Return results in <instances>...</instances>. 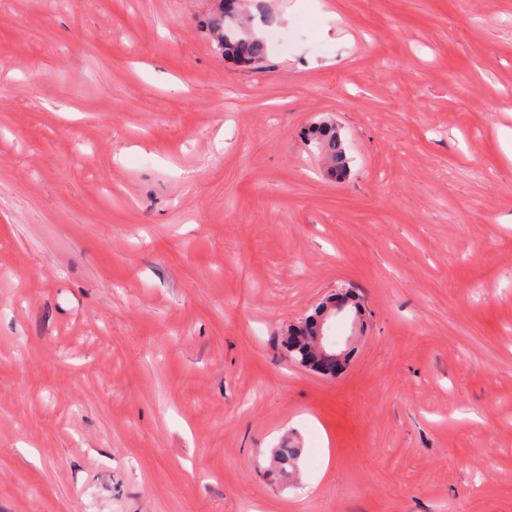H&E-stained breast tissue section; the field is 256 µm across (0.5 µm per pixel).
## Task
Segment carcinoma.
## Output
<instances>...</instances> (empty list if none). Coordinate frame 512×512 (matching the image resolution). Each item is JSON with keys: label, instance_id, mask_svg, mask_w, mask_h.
I'll use <instances>...</instances> for the list:
<instances>
[{"label": "carcinoma", "instance_id": "cac0c4a2", "mask_svg": "<svg viewBox=\"0 0 512 512\" xmlns=\"http://www.w3.org/2000/svg\"><path fill=\"white\" fill-rule=\"evenodd\" d=\"M215 7L204 22L215 49L224 58L236 63L259 67L267 56L264 40L252 34L241 13L239 0H214ZM307 141L313 143L329 165L327 174L335 180H343L349 173V160L338 124L328 119L312 124L307 131ZM288 358L295 364L310 356L306 343L295 338L288 329L284 340ZM302 449L290 448L288 443L273 450L275 465L284 473L298 471Z\"/></svg>", "mask_w": 512, "mask_h": 512}]
</instances>
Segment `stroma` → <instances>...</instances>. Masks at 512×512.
I'll use <instances>...</instances> for the list:
<instances>
[{"label": "stroma", "mask_w": 512, "mask_h": 512, "mask_svg": "<svg viewBox=\"0 0 512 512\" xmlns=\"http://www.w3.org/2000/svg\"><path fill=\"white\" fill-rule=\"evenodd\" d=\"M211 6L0 0V512H512V0ZM215 7L204 26L215 49L236 63L259 67L267 56L264 40L252 34L241 13L238 0H214ZM306 136L328 163L327 174L338 181L345 179L349 173V160L338 124L329 119L321 120L308 128ZM349 303V298L325 301L319 327L312 333L313 336H310L313 345L314 363L308 366L315 367V370L328 381L338 378L340 372L337 369L343 364L346 353L344 350L338 349L339 344H332L328 337L324 336L322 325L332 311L341 310L347 307ZM327 364H333V366L327 367ZM301 448H288V440L274 448L272 457L275 465L284 473L298 471Z\"/></svg>", "instance_id": "obj_1"}]
</instances>
